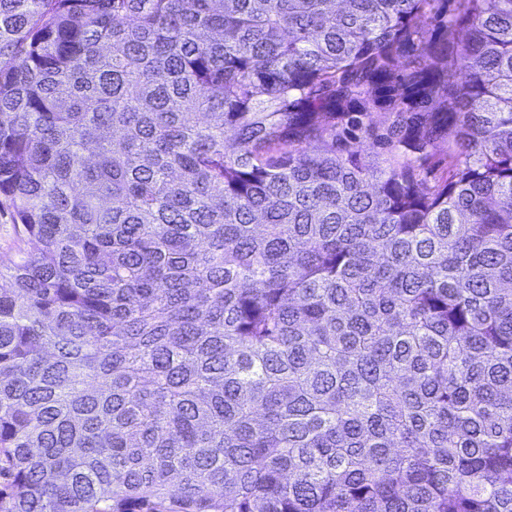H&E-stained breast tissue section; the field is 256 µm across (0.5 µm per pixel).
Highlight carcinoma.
I'll return each mask as SVG.
<instances>
[{"label": "carcinoma", "mask_w": 512, "mask_h": 512, "mask_svg": "<svg viewBox=\"0 0 512 512\" xmlns=\"http://www.w3.org/2000/svg\"><path fill=\"white\" fill-rule=\"evenodd\" d=\"M1 208L0 512H512V0H0ZM31 250L33 244L17 235L10 211L0 209V262L9 265Z\"/></svg>", "instance_id": "carcinoma-1"}]
</instances>
